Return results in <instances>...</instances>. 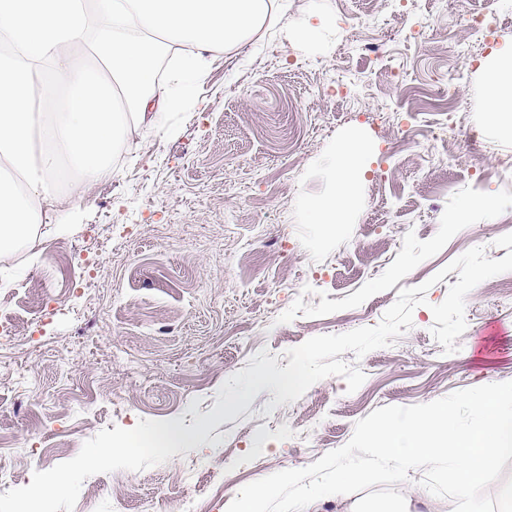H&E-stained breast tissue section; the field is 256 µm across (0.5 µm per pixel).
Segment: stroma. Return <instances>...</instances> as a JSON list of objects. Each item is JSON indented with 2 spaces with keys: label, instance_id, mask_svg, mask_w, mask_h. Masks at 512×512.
<instances>
[{
  "label": "stroma",
  "instance_id": "35a3bbf8",
  "mask_svg": "<svg viewBox=\"0 0 512 512\" xmlns=\"http://www.w3.org/2000/svg\"><path fill=\"white\" fill-rule=\"evenodd\" d=\"M317 5L335 34L295 42ZM506 40L512 0H288L246 46L206 54L169 135L142 129L68 231L42 224L0 254V494L102 429L192 427L257 352L286 367L289 349L377 325L401 288L440 271L410 330L343 353L366 376L357 391L330 376L278 405L261 389L168 462L87 478L74 512H177L186 492L198 512H227L246 484L344 446L377 408L512 381V272L467 295L457 352L430 333L431 305L458 280L445 266L475 246L502 258L495 241L512 233V140L487 120L479 70ZM353 130L371 163L350 222L306 223L304 201L333 192L332 157ZM484 196L500 202L491 223H449Z\"/></svg>",
  "mask_w": 512,
  "mask_h": 512
}]
</instances>
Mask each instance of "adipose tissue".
I'll use <instances>...</instances> for the list:
<instances>
[{
  "instance_id": "1",
  "label": "adipose tissue",
  "mask_w": 512,
  "mask_h": 512,
  "mask_svg": "<svg viewBox=\"0 0 512 512\" xmlns=\"http://www.w3.org/2000/svg\"><path fill=\"white\" fill-rule=\"evenodd\" d=\"M288 0H0V254L24 248L58 203L57 175L75 174L71 199L110 179L114 151L141 125L168 131L187 107L205 54L246 43ZM186 48L158 76L161 50ZM481 72L485 110L512 138V41ZM362 154L354 134L337 144L336 191L304 204L311 224H344L358 200Z\"/></svg>"
}]
</instances>
